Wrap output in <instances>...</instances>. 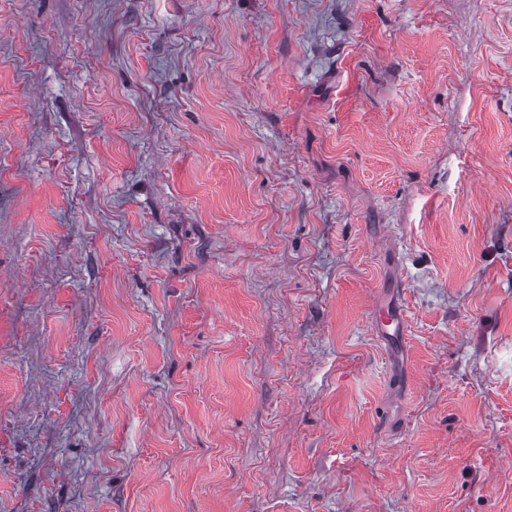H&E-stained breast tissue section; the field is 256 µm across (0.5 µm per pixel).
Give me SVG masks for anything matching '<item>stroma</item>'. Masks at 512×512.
<instances>
[{
    "mask_svg": "<svg viewBox=\"0 0 512 512\" xmlns=\"http://www.w3.org/2000/svg\"><path fill=\"white\" fill-rule=\"evenodd\" d=\"M0 512H512V0H0ZM375 327L377 333L387 341L404 336V315L395 305H383L376 311Z\"/></svg>",
    "mask_w": 512,
    "mask_h": 512,
    "instance_id": "1",
    "label": "stroma"
}]
</instances>
